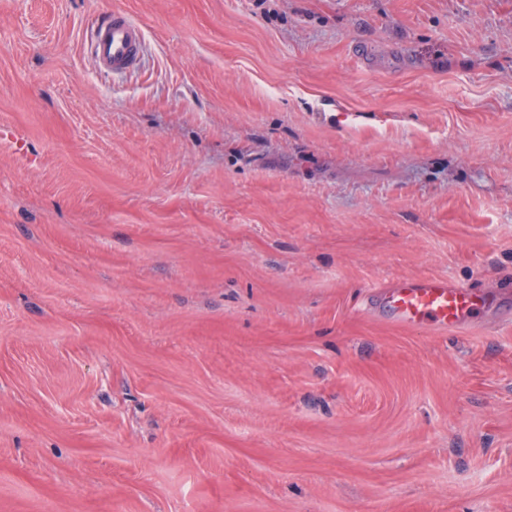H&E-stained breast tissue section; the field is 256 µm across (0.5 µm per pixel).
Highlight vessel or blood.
Here are the masks:
<instances>
[{
    "mask_svg": "<svg viewBox=\"0 0 512 512\" xmlns=\"http://www.w3.org/2000/svg\"><path fill=\"white\" fill-rule=\"evenodd\" d=\"M143 47L141 29L121 12L99 23L92 38L98 65L120 74L138 61ZM512 300V290H475L447 278L400 277L372 297L376 311L407 328L456 329L469 325L475 313H490Z\"/></svg>",
    "mask_w": 512,
    "mask_h": 512,
    "instance_id": "vessel-or-blood-1",
    "label": "vessel or blood"
}]
</instances>
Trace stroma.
<instances>
[{"label":"stroma","instance_id":"obj_1","mask_svg":"<svg viewBox=\"0 0 512 512\" xmlns=\"http://www.w3.org/2000/svg\"><path fill=\"white\" fill-rule=\"evenodd\" d=\"M402 276L512 284V0H0V512H512V317ZM143 47L141 29L123 12H112L99 23L92 38V49L98 65L120 74L138 61ZM512 290H474L447 278L400 277L372 297V305L392 321L407 328H462L476 312L490 313L508 306Z\"/></svg>","mask_w":512,"mask_h":512}]
</instances>
